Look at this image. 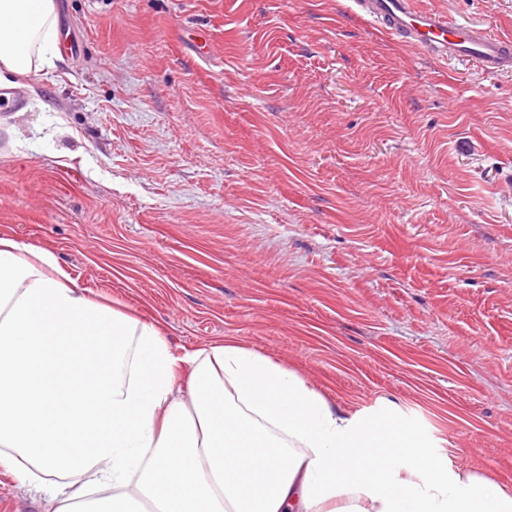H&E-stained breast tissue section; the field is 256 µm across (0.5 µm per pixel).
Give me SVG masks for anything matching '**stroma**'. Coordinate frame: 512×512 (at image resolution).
<instances>
[{"instance_id":"stroma-1","label":"stroma","mask_w":512,"mask_h":512,"mask_svg":"<svg viewBox=\"0 0 512 512\" xmlns=\"http://www.w3.org/2000/svg\"><path fill=\"white\" fill-rule=\"evenodd\" d=\"M55 3L79 48L0 110V234L512 489V70L354 0ZM416 5L512 35V0Z\"/></svg>"}]
</instances>
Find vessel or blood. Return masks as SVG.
Masks as SVG:
<instances>
[{
  "label": "vessel or blood",
  "instance_id": "1",
  "mask_svg": "<svg viewBox=\"0 0 512 512\" xmlns=\"http://www.w3.org/2000/svg\"><path fill=\"white\" fill-rule=\"evenodd\" d=\"M367 16L412 47L436 54L477 58L485 70L512 67V38L487 37L480 29L448 26L434 12L419 10L414 0H360Z\"/></svg>",
  "mask_w": 512,
  "mask_h": 512
}]
</instances>
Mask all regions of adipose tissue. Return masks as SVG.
<instances>
[{
  "label": "adipose tissue",
  "instance_id": "adipose-tissue-1",
  "mask_svg": "<svg viewBox=\"0 0 512 512\" xmlns=\"http://www.w3.org/2000/svg\"><path fill=\"white\" fill-rule=\"evenodd\" d=\"M57 34L53 0H0V88L53 65ZM0 471L54 512H512V490L235 339L174 355L4 235Z\"/></svg>",
  "mask_w": 512,
  "mask_h": 512
}]
</instances>
